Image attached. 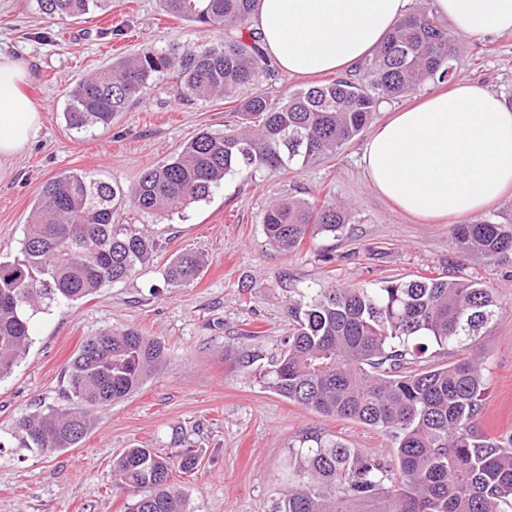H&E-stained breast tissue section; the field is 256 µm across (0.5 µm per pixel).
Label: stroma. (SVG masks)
I'll use <instances>...</instances> for the list:
<instances>
[{
    "instance_id": "35a3bbf8",
    "label": "stroma",
    "mask_w": 512,
    "mask_h": 512,
    "mask_svg": "<svg viewBox=\"0 0 512 512\" xmlns=\"http://www.w3.org/2000/svg\"><path fill=\"white\" fill-rule=\"evenodd\" d=\"M211 38L168 16L159 0H113L111 11L93 10L75 22L50 19L35 0H0V47L28 62V92L41 114L36 136L0 158V257L18 255L37 190L58 171H95L131 189L144 169L198 132L223 131L238 99L188 103L169 76L108 128L77 134L63 118L67 90L113 58L146 44L195 47ZM456 41L457 80L512 100V32ZM416 96L382 102L362 134L302 170L226 178L208 200L161 218L121 210L116 223L154 237L156 257L126 281L33 319L28 352L0 381V512H125L127 495L112 482L113 458L133 446L168 452L177 435L200 457L193 473L173 475L188 512H276L290 452L309 433L334 435L387 460L390 440L380 430L303 408L258 380L293 327L289 305L307 289L337 283L375 288L386 280L442 276L493 289L501 309L475 342L488 381L478 425L493 439L512 436V253H463L451 240L462 220L512 221V192L481 215L422 220L377 194L361 166L368 138ZM287 197L346 208L342 232L291 252L269 244L263 213ZM186 250L204 255L206 264L196 280L168 286L164 269ZM128 328L166 344L162 371L99 412L77 447L42 456L9 446L17 417L62 404L65 367L85 337Z\"/></svg>"
}]
</instances>
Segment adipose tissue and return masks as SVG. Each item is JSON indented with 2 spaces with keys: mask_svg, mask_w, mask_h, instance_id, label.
<instances>
[{
  "mask_svg": "<svg viewBox=\"0 0 512 512\" xmlns=\"http://www.w3.org/2000/svg\"><path fill=\"white\" fill-rule=\"evenodd\" d=\"M409 0H260L256 27L289 74L341 73L372 56ZM457 33L512 32V0H433ZM25 60L0 50V157L25 147L41 115ZM371 186L421 219L473 215L512 189V110L476 83L423 95L392 113L368 141Z\"/></svg>",
  "mask_w": 512,
  "mask_h": 512,
  "instance_id": "1",
  "label": "adipose tissue"
}]
</instances>
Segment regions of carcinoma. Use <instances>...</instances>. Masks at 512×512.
Returning <instances> with one entry per match:
<instances>
[{
  "instance_id": "carcinoma-1",
  "label": "carcinoma",
  "mask_w": 512,
  "mask_h": 512,
  "mask_svg": "<svg viewBox=\"0 0 512 512\" xmlns=\"http://www.w3.org/2000/svg\"><path fill=\"white\" fill-rule=\"evenodd\" d=\"M50 17L77 19L112 0H36ZM164 11L193 26L224 32L211 45H153L81 80L67 93L63 117L82 133L112 125L156 80L172 75L186 101L235 97L261 78L278 77L249 22L259 0H161ZM457 47L423 8L401 18L358 73L306 85L274 100H241L224 132L202 131L168 161L145 170L133 192L95 172L67 170L38 189L19 255L0 260V380L31 344L39 313L88 298L150 264L156 241L134 224H115L128 202L163 217L210 198L229 176L301 169L336 154L363 131L380 102L426 82L454 79ZM267 240L290 252L307 239L336 233L345 211L286 198L262 217ZM456 248L493 258L512 252V224H457ZM205 265L195 251L175 256L164 278L195 280ZM495 293L466 279L389 280L377 288H312L290 307L295 326L269 368L259 373L279 396L326 416L379 429L391 441L397 477L388 466L341 441L307 435L288 459V486L276 512H505L512 507V444L477 425L485 377L470 341L495 318ZM450 346L445 367L404 370L429 346ZM166 347L129 328L88 336L65 369L64 403L16 419L18 448L47 455L76 447L96 414L126 399L160 370ZM169 453L126 448L113 460L128 512H186L173 469L194 471V448L174 441Z\"/></svg>"
}]
</instances>
